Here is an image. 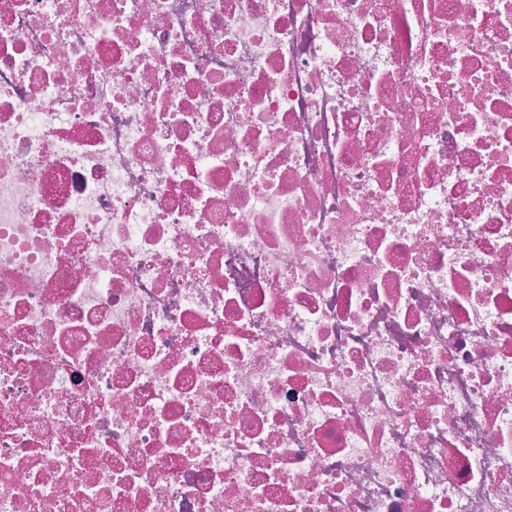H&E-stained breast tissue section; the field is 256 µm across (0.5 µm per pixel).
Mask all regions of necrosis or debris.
<instances>
[{
    "instance_id": "4bbe7bcc",
    "label": "necrosis or debris",
    "mask_w": 512,
    "mask_h": 512,
    "mask_svg": "<svg viewBox=\"0 0 512 512\" xmlns=\"http://www.w3.org/2000/svg\"><path fill=\"white\" fill-rule=\"evenodd\" d=\"M0 512H512V0H0Z\"/></svg>"
}]
</instances>
